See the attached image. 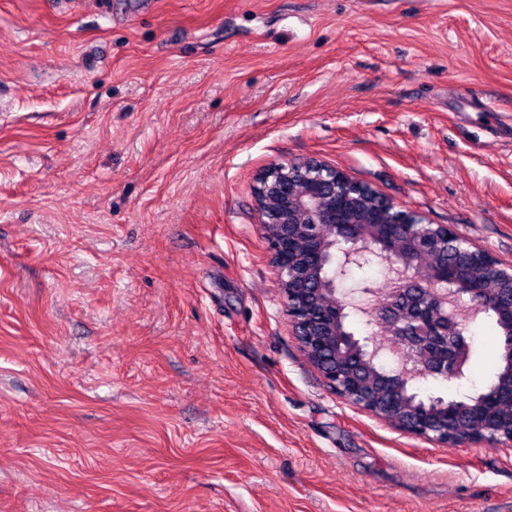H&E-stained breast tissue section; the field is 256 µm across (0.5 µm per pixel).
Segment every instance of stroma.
I'll list each match as a JSON object with an SVG mask.
<instances>
[{
  "label": "stroma",
  "instance_id": "1",
  "mask_svg": "<svg viewBox=\"0 0 512 512\" xmlns=\"http://www.w3.org/2000/svg\"><path fill=\"white\" fill-rule=\"evenodd\" d=\"M309 158L512 266V0H0V512H512L299 349L252 189Z\"/></svg>",
  "mask_w": 512,
  "mask_h": 512
}]
</instances>
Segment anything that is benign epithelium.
I'll use <instances>...</instances> for the list:
<instances>
[{"label": "benign epithelium", "mask_w": 512, "mask_h": 512, "mask_svg": "<svg viewBox=\"0 0 512 512\" xmlns=\"http://www.w3.org/2000/svg\"><path fill=\"white\" fill-rule=\"evenodd\" d=\"M272 162L258 175L254 193H274L279 207L267 212L256 207L258 224L267 241L271 264L276 274V285L286 300L293 335L310 363L320 372L327 386L353 408L368 412L387 424L443 446L460 447L465 444L490 443L512 445V432L505 437L489 438L483 433L462 434L449 427L448 408L464 410L472 400L446 401L440 397L422 399L410 391L415 380H442L453 383L465 376L466 357L472 352V337L466 324L459 321L454 302L467 296L474 313L497 309L496 292L473 288L461 293L448 275V268L420 270L409 261L400 259V251L391 238L372 253L379 262L398 266L396 286L389 297L380 301L372 312V322L382 328V335L370 333L358 339L347 333L343 336H325L323 330H336V310L326 309L316 300V294L330 295L331 303H338L355 312V299H336V280L348 267L358 262L368 250L364 231L336 213V194L321 199V186L341 182L342 192L348 193L362 183L335 166L325 163L313 166L301 162ZM394 236L404 230L425 225L418 212L392 205ZM299 223L328 225L333 236L348 244L331 268L337 272L325 281L324 288H300L302 273L291 248L290 225ZM427 249L448 248V241L471 246L452 230L445 235L420 234L413 237ZM391 352L397 359L390 369L382 371L389 395L384 403L373 400L355 369L338 361V355H355L367 367L376 365L382 351Z\"/></svg>", "instance_id": "7a95c632"}]
</instances>
